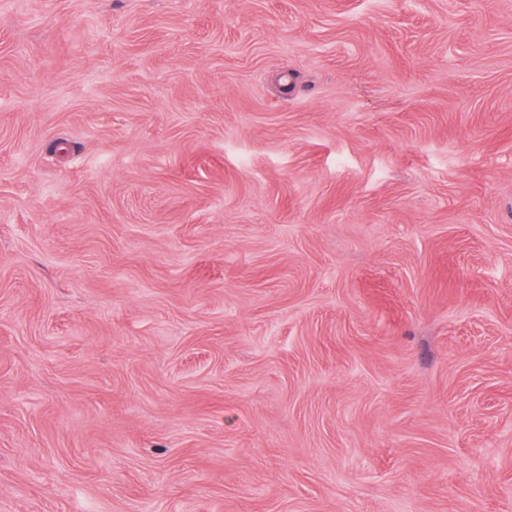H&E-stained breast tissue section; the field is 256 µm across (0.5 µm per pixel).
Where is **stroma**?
I'll list each match as a JSON object with an SVG mask.
<instances>
[{"label":"stroma","instance_id":"35a3bbf8","mask_svg":"<svg viewBox=\"0 0 512 512\" xmlns=\"http://www.w3.org/2000/svg\"><path fill=\"white\" fill-rule=\"evenodd\" d=\"M0 512H512V0H0Z\"/></svg>","mask_w":512,"mask_h":512}]
</instances>
